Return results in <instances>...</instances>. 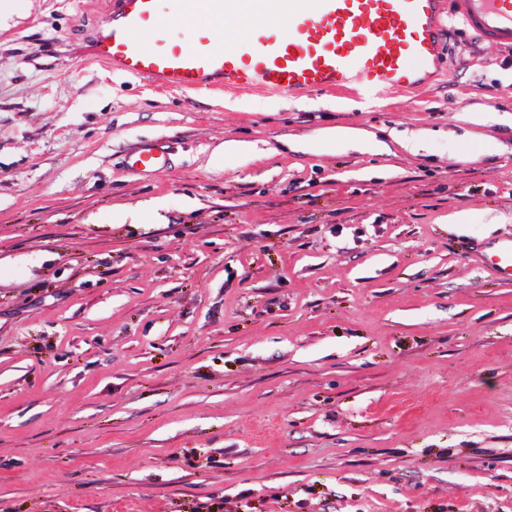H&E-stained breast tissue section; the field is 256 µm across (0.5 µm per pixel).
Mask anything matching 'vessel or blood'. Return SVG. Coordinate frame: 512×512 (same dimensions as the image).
<instances>
[{
	"label": "vessel or blood",
	"mask_w": 512,
	"mask_h": 512,
	"mask_svg": "<svg viewBox=\"0 0 512 512\" xmlns=\"http://www.w3.org/2000/svg\"><path fill=\"white\" fill-rule=\"evenodd\" d=\"M167 10L193 23L189 43L168 41ZM450 16L481 41L512 51V0H114L85 58L184 92L254 88L359 97L385 88L404 95L445 66ZM238 17L252 20V29L218 44L215 32ZM168 160L164 145L145 139L126 165L153 175ZM491 262L512 279V239Z\"/></svg>",
	"instance_id": "obj_1"
}]
</instances>
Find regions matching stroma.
Listing matches in <instances>:
<instances>
[{
  "label": "stroma",
  "mask_w": 512,
  "mask_h": 512,
  "mask_svg": "<svg viewBox=\"0 0 512 512\" xmlns=\"http://www.w3.org/2000/svg\"><path fill=\"white\" fill-rule=\"evenodd\" d=\"M22 2L0 512H512V52L453 21L410 101L191 94L81 59L111 0ZM168 148L154 140H141L126 156V165L139 175H153L168 165ZM491 262L502 277L512 279V239L505 240L495 249Z\"/></svg>",
  "instance_id": "1"
}]
</instances>
